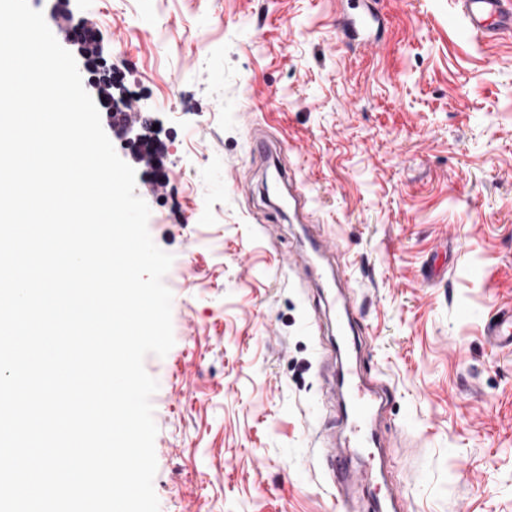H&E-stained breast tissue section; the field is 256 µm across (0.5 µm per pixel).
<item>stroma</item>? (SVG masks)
<instances>
[{
  "label": "stroma",
  "instance_id": "obj_1",
  "mask_svg": "<svg viewBox=\"0 0 512 512\" xmlns=\"http://www.w3.org/2000/svg\"><path fill=\"white\" fill-rule=\"evenodd\" d=\"M378 53L340 38L346 0H68L92 21L166 174L136 171L149 233L173 255L175 344L147 355L160 512H512V32L452 26L456 0H370ZM265 133L308 204L288 205ZM337 244L305 263V233ZM352 277L340 332L319 269ZM389 392L381 470L344 498L321 450L350 405L322 362ZM499 321H493L487 328V335L497 345L512 349V311L501 312Z\"/></svg>",
  "mask_w": 512,
  "mask_h": 512
}]
</instances>
